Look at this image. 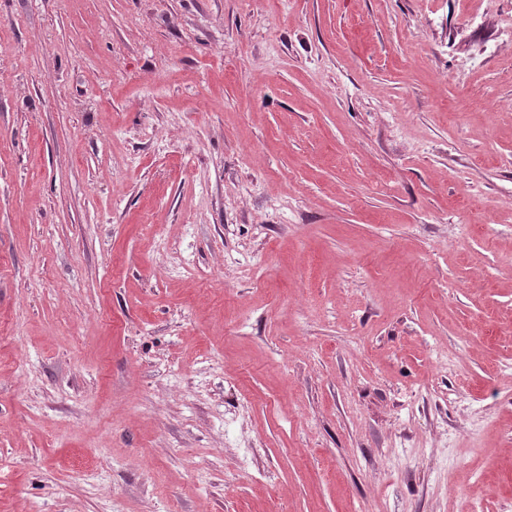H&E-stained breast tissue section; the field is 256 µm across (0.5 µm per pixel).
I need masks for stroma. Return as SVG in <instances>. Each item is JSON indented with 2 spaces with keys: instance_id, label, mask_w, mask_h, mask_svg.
<instances>
[{
  "instance_id": "1",
  "label": "stroma",
  "mask_w": 512,
  "mask_h": 512,
  "mask_svg": "<svg viewBox=\"0 0 512 512\" xmlns=\"http://www.w3.org/2000/svg\"><path fill=\"white\" fill-rule=\"evenodd\" d=\"M0 512H512V0H0Z\"/></svg>"
}]
</instances>
